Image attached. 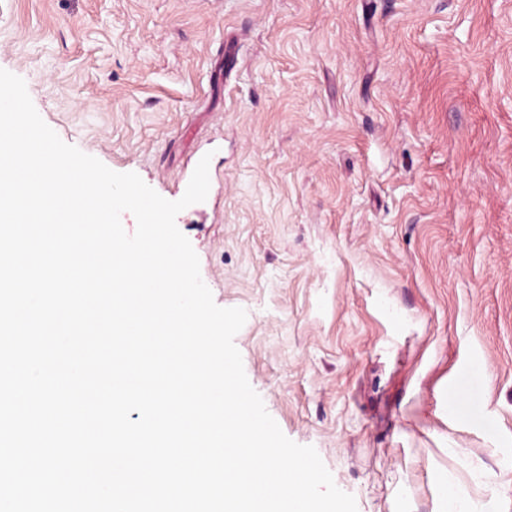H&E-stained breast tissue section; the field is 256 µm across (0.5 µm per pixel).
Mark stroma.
I'll return each mask as SVG.
<instances>
[{
  "instance_id": "obj_1",
  "label": "stroma",
  "mask_w": 512,
  "mask_h": 512,
  "mask_svg": "<svg viewBox=\"0 0 512 512\" xmlns=\"http://www.w3.org/2000/svg\"><path fill=\"white\" fill-rule=\"evenodd\" d=\"M0 69L167 200L210 154L176 224L358 512H512V0H0ZM440 497L448 505V512H477L476 505L460 497L452 482L446 478L440 485Z\"/></svg>"
}]
</instances>
